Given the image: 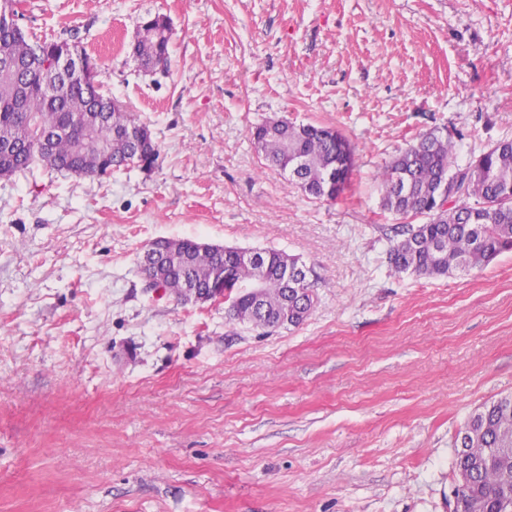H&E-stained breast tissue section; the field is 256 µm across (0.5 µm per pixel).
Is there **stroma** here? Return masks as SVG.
<instances>
[{
    "label": "stroma",
    "mask_w": 512,
    "mask_h": 512,
    "mask_svg": "<svg viewBox=\"0 0 512 512\" xmlns=\"http://www.w3.org/2000/svg\"><path fill=\"white\" fill-rule=\"evenodd\" d=\"M78 41L149 126L148 173L40 166L0 179V512H452L455 441L512 395V252L392 275L375 174L434 128L459 164L512 137V0H18ZM166 17L167 71L127 54ZM338 129L344 192L264 169L269 117ZM180 238L301 257L297 327L146 290Z\"/></svg>",
    "instance_id": "1"
}]
</instances>
